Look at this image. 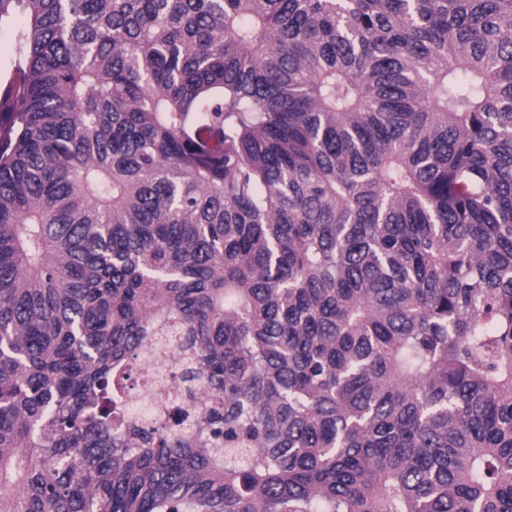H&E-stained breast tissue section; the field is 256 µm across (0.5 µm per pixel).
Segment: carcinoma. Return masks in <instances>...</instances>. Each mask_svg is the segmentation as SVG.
<instances>
[{
    "mask_svg": "<svg viewBox=\"0 0 512 512\" xmlns=\"http://www.w3.org/2000/svg\"><path fill=\"white\" fill-rule=\"evenodd\" d=\"M2 27L0 512H512V0ZM185 363L174 336H160L154 346L129 363L125 369V398L135 419L161 427L176 408L192 418L195 407L181 389Z\"/></svg>",
    "mask_w": 512,
    "mask_h": 512,
    "instance_id": "obj_1",
    "label": "carcinoma"
}]
</instances>
